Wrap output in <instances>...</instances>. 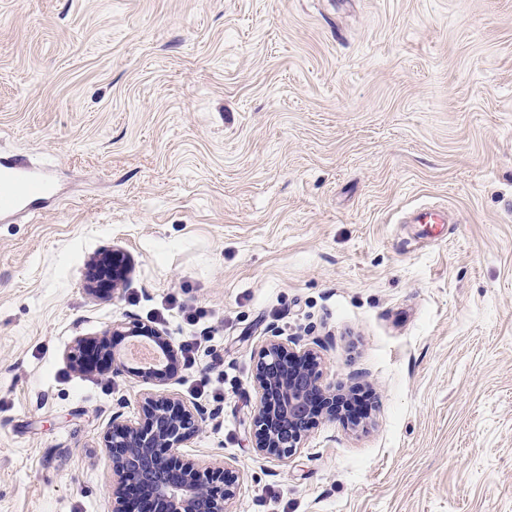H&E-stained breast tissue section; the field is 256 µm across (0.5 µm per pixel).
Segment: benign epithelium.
<instances>
[{"label": "benign epithelium", "mask_w": 512, "mask_h": 512, "mask_svg": "<svg viewBox=\"0 0 512 512\" xmlns=\"http://www.w3.org/2000/svg\"><path fill=\"white\" fill-rule=\"evenodd\" d=\"M104 336H148L165 356L160 371L122 366L129 375L156 386L169 384L181 366L178 346L151 324L130 321L112 326ZM319 356L310 346L268 337L257 352L254 383L259 402L251 424L255 450L265 457H288L301 447L318 417L343 419L347 390L322 386ZM207 421L206 412L175 394L149 393L136 422L112 414L105 448L112 461V512H132L128 492L146 491L159 512H231L237 477L228 464L200 465L180 451Z\"/></svg>", "instance_id": "7a95c632"}]
</instances>
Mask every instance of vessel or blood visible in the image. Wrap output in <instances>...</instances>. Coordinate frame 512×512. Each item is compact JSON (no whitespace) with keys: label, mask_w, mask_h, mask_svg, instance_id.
I'll list each match as a JSON object with an SVG mask.
<instances>
[{"label":"vessel or blood","mask_w":512,"mask_h":512,"mask_svg":"<svg viewBox=\"0 0 512 512\" xmlns=\"http://www.w3.org/2000/svg\"><path fill=\"white\" fill-rule=\"evenodd\" d=\"M56 185L47 169L14 158L0 160V221L13 218L33 207L57 201ZM413 221L426 238L438 236L448 221L447 213L417 212Z\"/></svg>","instance_id":"1"}]
</instances>
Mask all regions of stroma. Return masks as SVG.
<instances>
[{"label":"stroma","mask_w":512,"mask_h":512,"mask_svg":"<svg viewBox=\"0 0 512 512\" xmlns=\"http://www.w3.org/2000/svg\"><path fill=\"white\" fill-rule=\"evenodd\" d=\"M16 155L62 201L0 223V512H112L104 436L153 386L64 354L133 318L197 337L168 389L217 410L182 452L234 465L232 512H512V0H0ZM273 334L359 427L256 455ZM414 224L421 226L419 237L432 238L439 235L442 228L448 221V212H417L413 219Z\"/></svg>","instance_id":"obj_1"}]
</instances>
